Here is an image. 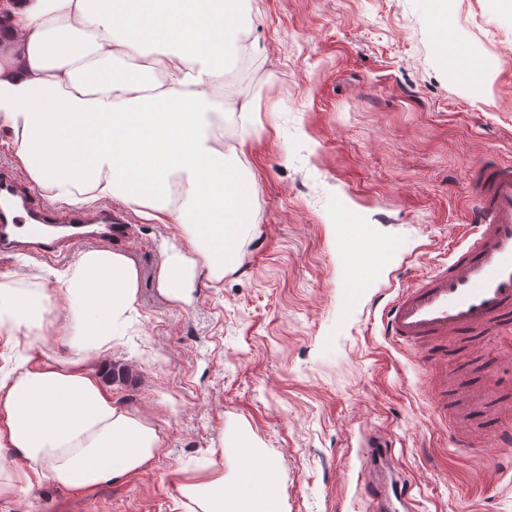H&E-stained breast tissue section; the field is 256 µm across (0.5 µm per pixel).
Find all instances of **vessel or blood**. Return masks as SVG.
Returning <instances> with one entry per match:
<instances>
[{
  "label": "vessel or blood",
  "instance_id": "1",
  "mask_svg": "<svg viewBox=\"0 0 512 512\" xmlns=\"http://www.w3.org/2000/svg\"><path fill=\"white\" fill-rule=\"evenodd\" d=\"M465 178L477 207L476 223L449 251L446 263L400 289L383 309L384 336L410 353L424 370L447 364L449 339L512 323V162L486 158L468 167ZM117 221L108 208L73 214L67 219L73 233L55 236L51 229L58 220L37 203L33 191L11 177L0 178L1 253L47 256L66 243L108 242ZM345 235L351 246L349 269L359 283L375 270L379 253L363 246L360 225L346 223ZM456 396V390L441 387L433 412L447 420L448 435L457 445L477 447L472 427L450 415ZM478 409L487 431L511 445L512 429L501 425L495 403L479 401ZM358 454L368 473L358 488L369 512H415L412 484L392 468L386 438L376 432L362 434Z\"/></svg>",
  "mask_w": 512,
  "mask_h": 512
}]
</instances>
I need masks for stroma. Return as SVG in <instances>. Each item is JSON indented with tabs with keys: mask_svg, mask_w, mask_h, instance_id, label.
<instances>
[{
	"mask_svg": "<svg viewBox=\"0 0 512 512\" xmlns=\"http://www.w3.org/2000/svg\"><path fill=\"white\" fill-rule=\"evenodd\" d=\"M260 51L226 75L257 98V131L240 156L254 174L255 229L223 280L175 301L157 287L177 232L120 202L111 250L140 274L136 313L105 357L126 370L117 403L150 415L167 438L147 468L95 490L45 481L0 498V512H187L184 472L246 437L279 473L283 512H366L356 489L361 433L392 442L418 512H512V448L456 446L432 412L427 372L383 337L391 289L448 258L476 221L466 168L488 151L512 161V13L497 0H451L448 37L468 67H492L473 91L449 79L430 0H251ZM386 246L366 287L345 275L343 217ZM52 258L0 256V274L53 288ZM459 363L496 370L512 389V327L461 345Z\"/></svg>",
	"mask_w": 512,
	"mask_h": 512,
	"instance_id": "stroma-1",
	"label": "stroma"
}]
</instances>
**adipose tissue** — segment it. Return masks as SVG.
I'll return each instance as SVG.
<instances>
[{"label":"adipose tissue","mask_w":512,"mask_h":512,"mask_svg":"<svg viewBox=\"0 0 512 512\" xmlns=\"http://www.w3.org/2000/svg\"><path fill=\"white\" fill-rule=\"evenodd\" d=\"M0 0V145L44 194L72 207L119 200L178 230L157 283L180 300L199 278L218 280L253 228L254 193L214 132L237 111L241 137L256 125L254 99L224 82L229 57L252 55L245 0ZM54 289L0 282V340L26 353L0 367V495L42 481L63 488L115 485L144 468L166 433L119 406L99 357L135 310L139 271L122 253L84 252L56 272ZM67 340L77 357L50 352ZM256 482L217 462L188 473L189 512H277L275 470L239 441Z\"/></svg>","instance_id":"1"}]
</instances>
